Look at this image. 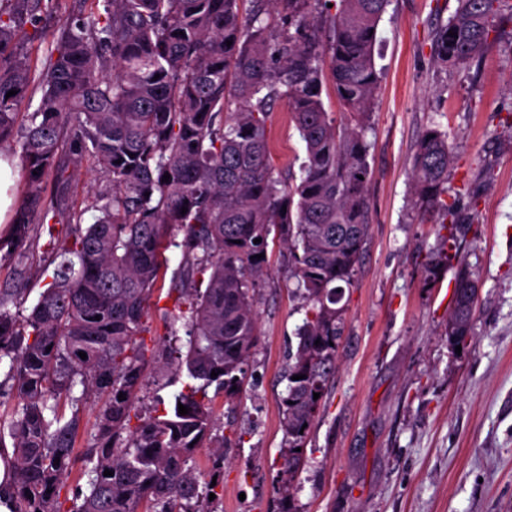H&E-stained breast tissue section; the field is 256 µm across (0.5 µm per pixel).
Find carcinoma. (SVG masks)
Listing matches in <instances>:
<instances>
[{
  "mask_svg": "<svg viewBox=\"0 0 512 512\" xmlns=\"http://www.w3.org/2000/svg\"><path fill=\"white\" fill-rule=\"evenodd\" d=\"M106 2L88 21L63 23L39 75L42 96L24 114L33 73L18 39L36 26L45 0H0V142L19 136L28 184L0 235V261L29 239L43 210V177L52 172L68 183L60 152L91 160L104 178L69 216L80 224L95 211L93 221L50 239L51 282L30 314L8 308L23 303L24 285L0 294V366L17 400L0 424V457L12 474L0 485V504L10 512H216L231 440L213 433L207 389L229 399L242 390L258 341L253 306L264 259L257 255L274 237L288 249L305 309L288 351L276 488L281 512H296V480L321 407L313 394L324 393L336 368L340 290L354 282L369 226L374 47L389 0ZM496 2L460 0L435 40L440 62L462 66L480 55ZM327 69L349 114L344 125L324 106ZM278 102L305 145L297 180L274 177L267 129ZM450 161L445 136L429 131L411 169L419 206L447 216L455 210L444 199ZM175 228L185 232L173 287L180 315L167 333L178 335L175 323L184 320L187 351L174 364L184 381L170 407L134 414L148 304L162 288ZM205 273L199 288L195 275ZM478 288L475 272L460 264L448 320L455 346L471 336ZM91 394L107 399L80 457L78 407ZM180 404L188 414H179ZM200 448L212 449L206 474L192 465ZM79 461L85 482L63 499Z\"/></svg>",
  "mask_w": 512,
  "mask_h": 512,
  "instance_id": "1",
  "label": "carcinoma"
}]
</instances>
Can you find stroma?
<instances>
[{"instance_id": "stroma-1", "label": "stroma", "mask_w": 512, "mask_h": 512, "mask_svg": "<svg viewBox=\"0 0 512 512\" xmlns=\"http://www.w3.org/2000/svg\"><path fill=\"white\" fill-rule=\"evenodd\" d=\"M457 0H390L376 38L379 86L368 162L370 223L345 289V332L298 475L297 512H512V0H500L478 58L438 62L434 43ZM102 0H53L38 36L23 35L43 68L64 20L103 10ZM446 134L454 157L448 193L465 230L448 249L441 210L419 209L410 169L420 139ZM276 175H299L304 146L284 104L268 128ZM67 190L42 182L47 217L11 260L0 291L26 284L36 301L50 281L48 241L65 236L72 209L98 189L91 161L70 167ZM479 280L472 336H447L454 272ZM286 249L271 241L254 307L259 343L234 400L214 399L218 427L244 435L225 449L219 512H279L275 486L284 443L280 398L288 350L303 314ZM170 368L150 362L136 412L170 401Z\"/></svg>"}]
</instances>
